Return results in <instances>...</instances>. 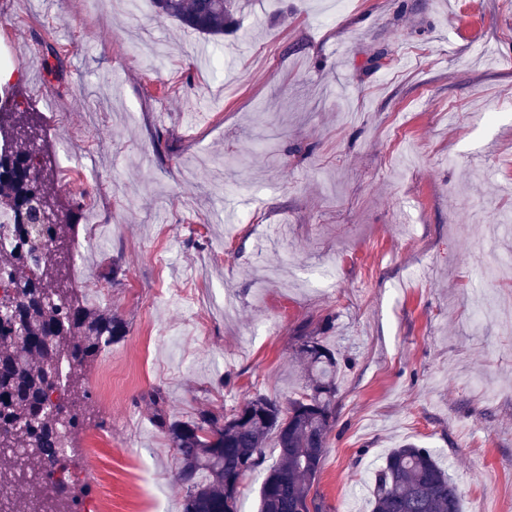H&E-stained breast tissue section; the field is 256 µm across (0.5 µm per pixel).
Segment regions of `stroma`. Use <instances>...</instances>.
Here are the masks:
<instances>
[{"label":"stroma","mask_w":512,"mask_h":512,"mask_svg":"<svg viewBox=\"0 0 512 512\" xmlns=\"http://www.w3.org/2000/svg\"><path fill=\"white\" fill-rule=\"evenodd\" d=\"M335 2L244 0L218 50L150 0H0L18 101L94 147L90 272L128 324L85 380L112 512H181L143 394L179 419L286 399L303 330L338 362L328 512H370L407 442L463 512H512V0Z\"/></svg>","instance_id":"1"}]
</instances>
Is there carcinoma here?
Masks as SVG:
<instances>
[{"label": "carcinoma", "instance_id": "cac0c4a2", "mask_svg": "<svg viewBox=\"0 0 512 512\" xmlns=\"http://www.w3.org/2000/svg\"><path fill=\"white\" fill-rule=\"evenodd\" d=\"M160 17L205 37L224 36L235 23L237 0H153ZM41 116L13 101L0 106V209L17 215L6 230L14 245L0 249V443L18 448L31 440L37 463L62 471L57 449L72 443L83 422L84 367L101 345L126 336L127 322L110 310L94 309L69 286L67 243L72 211L55 188V159L46 140L39 148ZM48 202L56 219L27 223L31 205ZM307 380L284 401L255 396L228 411L202 409L189 420L166 409L164 392L142 396L156 428L179 458L177 481L185 491L183 512H239L243 480L258 468L267 439L276 438L278 458L259 494L258 512H325L314 491L328 438L336 425L335 352L310 332L296 337ZM72 362L59 401L55 360ZM252 462L249 471L241 464ZM461 493L436 453L408 442L387 454L374 472L371 512H462Z\"/></svg>", "mask_w": 512, "mask_h": 512}]
</instances>
